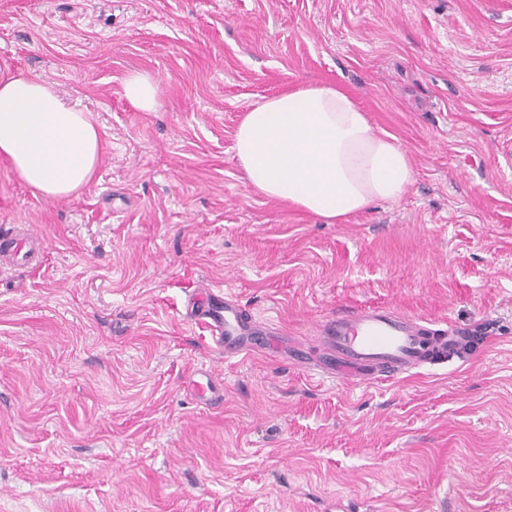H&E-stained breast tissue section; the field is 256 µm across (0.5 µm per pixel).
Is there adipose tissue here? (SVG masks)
<instances>
[{
    "instance_id": "ef3b65f1",
    "label": "adipose tissue",
    "mask_w": 512,
    "mask_h": 512,
    "mask_svg": "<svg viewBox=\"0 0 512 512\" xmlns=\"http://www.w3.org/2000/svg\"><path fill=\"white\" fill-rule=\"evenodd\" d=\"M247 183L326 223L380 201H397L414 181L410 156L373 128L351 94L299 84L257 102L235 133ZM103 138L89 112L44 80L0 69V159L47 199H67L91 182Z\"/></svg>"
}]
</instances>
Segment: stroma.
Segmentation results:
<instances>
[{
  "mask_svg": "<svg viewBox=\"0 0 512 512\" xmlns=\"http://www.w3.org/2000/svg\"><path fill=\"white\" fill-rule=\"evenodd\" d=\"M2 66L104 151L61 200L0 160V227L44 248L0 263V512H512V0H0ZM301 82L412 157L400 200L326 224L243 181L238 123ZM207 287L280 345L225 357L187 313ZM368 306L478 341L371 385L311 371L316 325ZM123 94L135 107L141 111L150 112L157 104L158 88L150 76L133 71L124 79Z\"/></svg>",
  "mask_w": 512,
  "mask_h": 512,
  "instance_id": "obj_1",
  "label": "stroma"
}]
</instances>
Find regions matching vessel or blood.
Returning a JSON list of instances; mask_svg holds the SVG:
<instances>
[{
  "mask_svg": "<svg viewBox=\"0 0 512 512\" xmlns=\"http://www.w3.org/2000/svg\"><path fill=\"white\" fill-rule=\"evenodd\" d=\"M37 238L7 230L0 233V261L14 267L40 264ZM193 306L199 317L215 329L216 343L225 356L250 354L267 344L274 329L259 322L237 301L206 292ZM336 365L333 381L353 379L362 384L383 380L385 374H402L439 365L455 354L464 333L458 329L424 325L387 308H360L339 312L319 327Z\"/></svg>",
  "mask_w": 512,
  "mask_h": 512,
  "instance_id": "obj_1",
  "label": "vessel or blood"
}]
</instances>
